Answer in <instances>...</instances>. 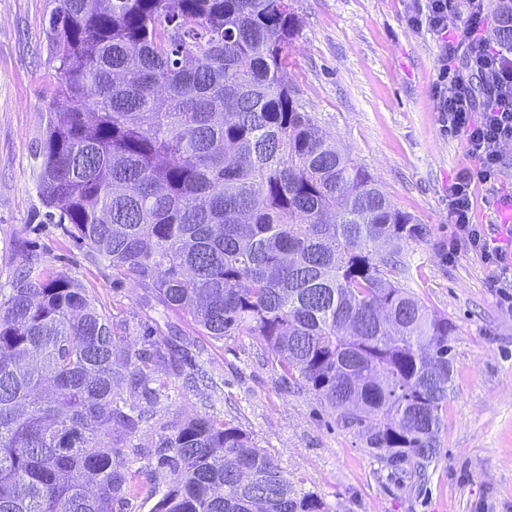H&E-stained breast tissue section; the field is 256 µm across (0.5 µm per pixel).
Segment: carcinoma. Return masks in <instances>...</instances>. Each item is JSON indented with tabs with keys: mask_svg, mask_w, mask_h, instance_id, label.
<instances>
[{
	"mask_svg": "<svg viewBox=\"0 0 512 512\" xmlns=\"http://www.w3.org/2000/svg\"><path fill=\"white\" fill-rule=\"evenodd\" d=\"M58 84L40 147L49 224L204 336H254L391 478L438 452L448 319L405 287L425 225L315 124L288 81L292 0H53ZM498 44L512 49V3ZM178 345L127 343L87 290L36 268L0 295V512H114L133 433ZM141 406L123 410V391ZM155 512H328L212 417L162 437Z\"/></svg>",
	"mask_w": 512,
	"mask_h": 512,
	"instance_id": "cac0c4a2",
	"label": "carcinoma"
}]
</instances>
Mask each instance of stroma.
I'll return each instance as SVG.
<instances>
[{
  "label": "stroma",
  "instance_id": "stroma-1",
  "mask_svg": "<svg viewBox=\"0 0 512 512\" xmlns=\"http://www.w3.org/2000/svg\"><path fill=\"white\" fill-rule=\"evenodd\" d=\"M415 0H294L300 20L287 73L306 112L371 175L400 211L428 235L405 251L407 289L447 317L454 365L439 453L424 482L390 481L362 440L340 427L314 391L288 383L251 336L215 340L162 310L132 279L114 282L107 262L42 221L38 155L57 83L46 37L51 0H0V292L28 264L87 288L99 309L133 343L178 336V374L159 370L168 390L134 433L114 426L139 491L115 512H153L170 479L161 466L164 434L186 418L211 416L250 434L286 471L304 475L329 512H512V289L494 288L493 269L455 236L448 184L472 169L462 135L439 122L434 88L440 36L413 28ZM497 192L476 190L474 222L508 244L496 224L512 194V143L499 149Z\"/></svg>",
  "mask_w": 512,
  "mask_h": 512
}]
</instances>
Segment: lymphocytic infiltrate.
Returning a JSON list of instances; mask_svg holds the SVG:
<instances>
[{"mask_svg":"<svg viewBox=\"0 0 512 512\" xmlns=\"http://www.w3.org/2000/svg\"><path fill=\"white\" fill-rule=\"evenodd\" d=\"M458 13L464 16V26L458 36L448 37V18ZM485 18L484 0H426L420 16L443 36L441 77L452 88L439 97L442 126L461 134L477 161L448 187V218L455 226V240L479 252L498 271L496 287L511 288V269L501 249L491 246L474 222V188L495 184L501 166L498 149L512 142V56L497 52L486 40Z\"/></svg>","mask_w":512,"mask_h":512,"instance_id":"obj_1","label":"lymphocytic infiltrate"}]
</instances>
